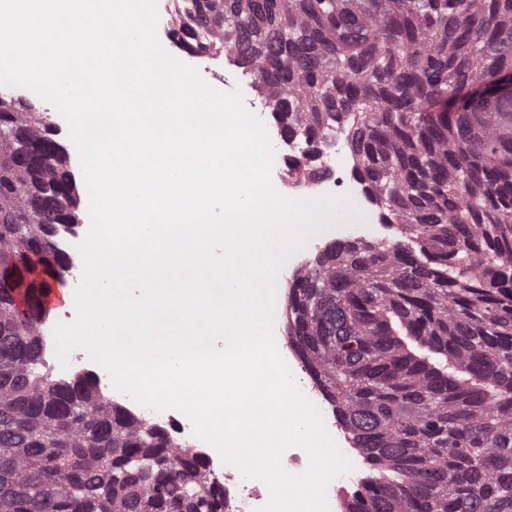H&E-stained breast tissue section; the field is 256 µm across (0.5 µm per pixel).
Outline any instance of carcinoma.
Listing matches in <instances>:
<instances>
[{"label":"carcinoma","mask_w":512,"mask_h":512,"mask_svg":"<svg viewBox=\"0 0 512 512\" xmlns=\"http://www.w3.org/2000/svg\"><path fill=\"white\" fill-rule=\"evenodd\" d=\"M174 35L253 72L284 137L345 124L397 226L327 246L288 288V343L377 472L343 512H512V100L470 95L512 72V0H190ZM54 132L0 97V512H225L202 455L93 378L42 371L68 225L28 217L69 156L19 157Z\"/></svg>","instance_id":"carcinoma-1"}]
</instances>
